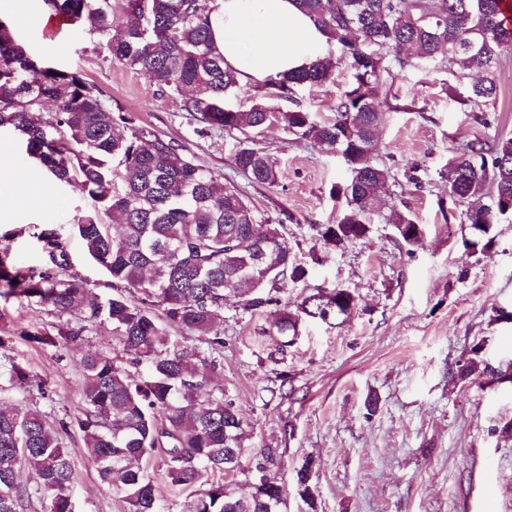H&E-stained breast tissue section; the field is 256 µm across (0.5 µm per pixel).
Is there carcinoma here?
Wrapping results in <instances>:
<instances>
[{
  "mask_svg": "<svg viewBox=\"0 0 512 512\" xmlns=\"http://www.w3.org/2000/svg\"><path fill=\"white\" fill-rule=\"evenodd\" d=\"M215 0H42L45 13L79 25L116 64L145 76L163 95L181 97V109L200 133L224 134L232 167L250 182L274 185L279 171L250 133L276 127L323 153L341 154L347 178L331 189L336 222L317 224L331 248L366 239L371 215L388 210L398 244L418 246L424 226L380 195L390 178L377 162L379 129L388 104L382 93L385 61H413L479 74L467 85L476 105L496 99L494 72L512 49V22L504 0H299L336 45L350 81L332 119L317 121L298 98L325 83L333 65L270 77L260 98L233 102L236 71L211 47ZM21 136L26 153L53 183L79 188L94 209L74 218L87 255L109 275L113 293L95 294L66 273L63 239L52 224L33 234L44 264L22 273L0 248V297L15 296L57 318V334L36 330L33 340L78 346L101 324L112 325L120 352L88 350L81 358L82 396L76 412L50 422L39 410L0 407V512H24L31 492L19 481L27 470L45 500L44 512H76L73 454L62 435L77 431L97 476L129 512H164L153 478L140 461L160 456L171 486L192 489L209 473L239 468L249 423L211 376L223 367L224 306L258 311L279 304L277 293L303 280L284 237L283 211L275 221L257 213L239 188L197 164L173 141L133 125L104 103L100 88L78 72L47 66L30 55L0 20V130ZM448 199L469 225L464 252L475 255L495 241L499 219L512 215V136L466 143L441 170ZM118 218L105 224L102 216ZM347 289L316 288L263 329L280 349L295 343L303 322L346 321L356 310ZM185 332L171 338L170 329ZM8 381L26 388L27 368L11 363ZM482 376L512 382V366L493 367L472 356L451 372L454 383ZM311 468L297 471L300 497L311 512L316 499ZM276 478L257 481L247 497L222 481L195 496L193 512H283Z\"/></svg>",
  "mask_w": 512,
  "mask_h": 512,
  "instance_id": "1",
  "label": "carcinoma"
}]
</instances>
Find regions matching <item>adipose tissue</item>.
I'll return each mask as SVG.
<instances>
[{
    "instance_id": "obj_1",
    "label": "adipose tissue",
    "mask_w": 512,
    "mask_h": 512,
    "mask_svg": "<svg viewBox=\"0 0 512 512\" xmlns=\"http://www.w3.org/2000/svg\"><path fill=\"white\" fill-rule=\"evenodd\" d=\"M213 46L248 86L325 59L327 38L297 0H216Z\"/></svg>"
}]
</instances>
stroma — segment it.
<instances>
[{"instance_id": "1", "label": "stroma", "mask_w": 512, "mask_h": 512, "mask_svg": "<svg viewBox=\"0 0 512 512\" xmlns=\"http://www.w3.org/2000/svg\"><path fill=\"white\" fill-rule=\"evenodd\" d=\"M40 13V0H0V19L11 23L37 60L80 71L113 111L234 181L259 214L292 215L288 244L308 275L283 285L282 302L296 304L318 287L345 288L358 299L347 322L307 321L283 351L262 334L279 305L261 312L225 306L224 367L212 383L235 400L252 438L240 468L225 475L224 484L247 493L256 452L272 448L269 469L286 489V512H309L296 487V472L307 463L318 512H512V439L493 431L498 421L512 418V383L456 385L448 375L475 347L490 364L512 361V320L506 318L512 313V219L497 224L491 248L469 256L458 211L439 209L448 196L439 171L455 149L497 132L512 134V51L501 60L499 97L479 105L458 102L466 83L446 68L391 67L379 146L395 175L386 194L424 225V239L406 253L392 225L378 218L369 238L331 250L317 241L314 227L336 220L330 190L346 175L341 158L270 128L258 141L278 168L279 182L250 183L231 168L223 136L200 134L180 100L159 94L89 40H76L70 25L47 35L33 23ZM349 79L344 62H335L331 79L299 97L318 120H328ZM1 147L10 164L0 171V233L13 232L15 263L41 265L33 228L55 225L65 238L69 273L108 295L106 273L70 233L74 217L91 209V199L71 186L53 187L43 198L18 194L17 178L32 183L47 176L16 134L1 132ZM55 324V317L19 298H0V365L22 363L31 382L27 389L14 387L0 376V405L47 411L55 419L73 413L81 399L83 350L44 347L28 336ZM40 384L49 399L40 398ZM371 396L378 399L372 412ZM65 441L75 450L79 512H128L80 453V436Z\"/></svg>"}]
</instances>
